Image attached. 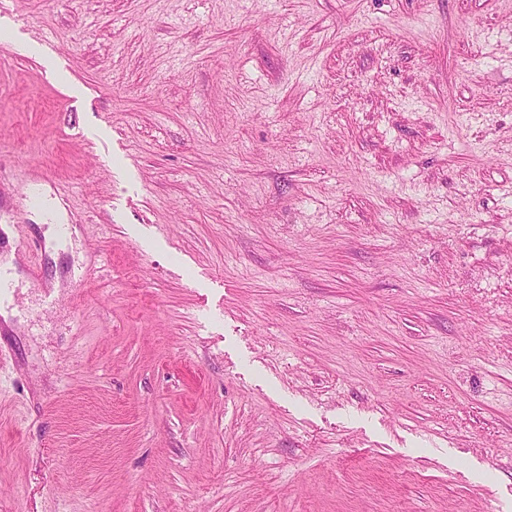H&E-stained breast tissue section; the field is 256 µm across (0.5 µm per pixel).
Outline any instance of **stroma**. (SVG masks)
Returning <instances> with one entry per match:
<instances>
[{
    "label": "stroma",
    "mask_w": 512,
    "mask_h": 512,
    "mask_svg": "<svg viewBox=\"0 0 512 512\" xmlns=\"http://www.w3.org/2000/svg\"><path fill=\"white\" fill-rule=\"evenodd\" d=\"M511 37L0 0V512H512Z\"/></svg>",
    "instance_id": "1"
}]
</instances>
